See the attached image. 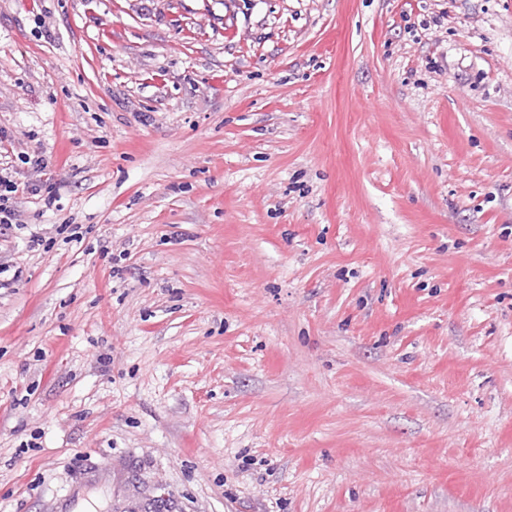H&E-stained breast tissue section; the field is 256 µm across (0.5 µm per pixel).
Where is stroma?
<instances>
[{
  "instance_id": "obj_1",
  "label": "stroma",
  "mask_w": 512,
  "mask_h": 512,
  "mask_svg": "<svg viewBox=\"0 0 512 512\" xmlns=\"http://www.w3.org/2000/svg\"><path fill=\"white\" fill-rule=\"evenodd\" d=\"M0 131V512H512V0H0ZM4 170L6 169H1L0 176V235L5 234L3 231L11 229L13 227V221L17 220V210L13 205L16 202L13 200L16 199L14 196L19 191L17 182L10 180L7 175L2 174Z\"/></svg>"
}]
</instances>
